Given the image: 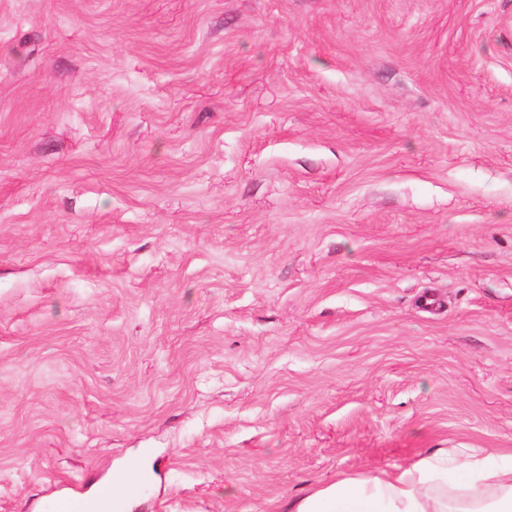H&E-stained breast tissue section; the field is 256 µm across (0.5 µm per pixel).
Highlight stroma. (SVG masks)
<instances>
[{
    "instance_id": "35a3bbf8",
    "label": "stroma",
    "mask_w": 512,
    "mask_h": 512,
    "mask_svg": "<svg viewBox=\"0 0 512 512\" xmlns=\"http://www.w3.org/2000/svg\"><path fill=\"white\" fill-rule=\"evenodd\" d=\"M505 448L512 0H0V512Z\"/></svg>"
}]
</instances>
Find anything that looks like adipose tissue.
I'll return each mask as SVG.
<instances>
[{"label":"adipose tissue","mask_w":512,"mask_h":512,"mask_svg":"<svg viewBox=\"0 0 512 512\" xmlns=\"http://www.w3.org/2000/svg\"><path fill=\"white\" fill-rule=\"evenodd\" d=\"M500 451L464 458L449 488L440 463L422 458L408 467L342 478L290 506L291 512H512V463Z\"/></svg>","instance_id":"obj_1"}]
</instances>
